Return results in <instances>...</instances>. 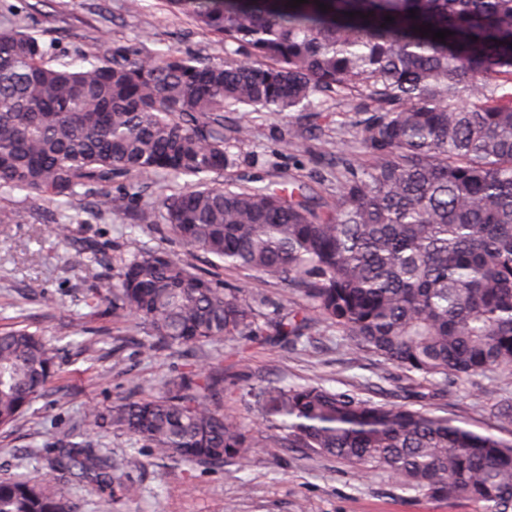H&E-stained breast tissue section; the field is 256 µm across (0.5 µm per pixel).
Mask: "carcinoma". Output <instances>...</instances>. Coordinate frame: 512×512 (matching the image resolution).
I'll use <instances>...</instances> for the list:
<instances>
[{"instance_id":"obj_1","label":"carcinoma","mask_w":512,"mask_h":512,"mask_svg":"<svg viewBox=\"0 0 512 512\" xmlns=\"http://www.w3.org/2000/svg\"><path fill=\"white\" fill-rule=\"evenodd\" d=\"M288 2L193 0L195 25L225 55H244L224 64L116 52L53 67L35 36L0 32V187L69 199L117 173L185 179L136 214L146 227L165 224L185 255L88 248L116 269L92 300L116 324L146 326L155 348L254 334L255 298L197 274L188 257L204 254L286 285L352 353L431 385L512 368V0ZM439 30L451 35L433 38ZM332 100L357 102L358 119L336 135L364 153L340 160L332 199L317 206L286 182L212 181L228 163L226 141L246 134L253 113ZM226 112L238 114L228 127ZM265 324L294 346L312 319ZM56 354L26 327L0 332L1 428L55 380ZM242 397L264 409L284 448L385 473L419 495L465 497L478 512H512L510 440L320 386L249 387ZM223 400L224 369L204 365L159 395L84 417L159 459L222 466L255 448ZM50 468L51 477L0 482V512H74L63 478L108 495L117 482L112 460L74 435Z\"/></svg>"}]
</instances>
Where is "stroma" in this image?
<instances>
[{"mask_svg":"<svg viewBox=\"0 0 512 512\" xmlns=\"http://www.w3.org/2000/svg\"><path fill=\"white\" fill-rule=\"evenodd\" d=\"M0 0V29L20 28L37 37L49 65L78 62L86 55L121 51L140 56L167 48L202 61L221 60L224 45L198 29L188 11H171L163 0ZM357 118L351 103H328L311 130L306 113L254 114L246 136L229 141L227 181L267 184L287 179L309 185L315 196L336 193V158L359 159L358 149L340 150L336 127ZM303 138L304 151L285 145ZM127 178L112 180L120 211L101 214L88 199H53L0 188V207L18 223L0 224V327L39 331L58 350V378L13 426L0 429V482L50 475L49 461L67 434H86L111 456L114 472L139 489L136 497L95 493L79 479L63 486L77 512H475L471 502L445 501L401 490L384 474L364 477L346 463L299 448H283L268 428L263 409L242 399L252 386L318 385L390 407L407 406L453 424L512 440V425L498 413L512 406V368L453 384L446 390L409 375L373 354H352L345 336L314 322L306 345L290 347L266 318L301 310L302 299L250 273L194 258L202 272L228 288H244L264 314L253 336L235 337L186 354L156 350L145 329L113 325L104 307L90 306V289L106 286L112 271L79 251L91 243L119 255L143 248L180 246L162 228H143L135 212L173 194L177 182L156 177L137 194ZM68 218V241L52 228ZM199 364L224 369V411L245 421L256 443L246 459L221 467L160 460L150 448L105 428L86 429L91 405L108 409L120 397L159 394L163 384Z\"/></svg>","mask_w":512,"mask_h":512,"instance_id":"stroma-1","label":"stroma"}]
</instances>
